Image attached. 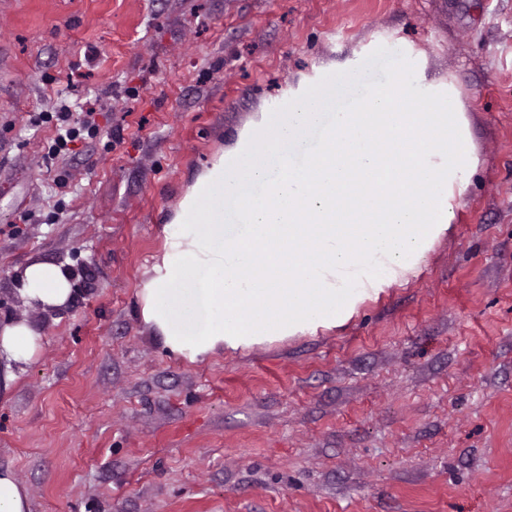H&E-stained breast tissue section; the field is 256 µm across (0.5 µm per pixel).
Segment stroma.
<instances>
[{"label": "stroma", "instance_id": "stroma-1", "mask_svg": "<svg viewBox=\"0 0 512 512\" xmlns=\"http://www.w3.org/2000/svg\"><path fill=\"white\" fill-rule=\"evenodd\" d=\"M456 90L453 219L331 328L168 354L140 293L197 175L301 85ZM81 128L55 159L43 113ZM90 270L44 310L31 262ZM0 466L31 512H512V0H0ZM39 338L34 327L26 321L7 323L0 332V354L23 370V366L30 363L36 352Z\"/></svg>", "mask_w": 512, "mask_h": 512}]
</instances>
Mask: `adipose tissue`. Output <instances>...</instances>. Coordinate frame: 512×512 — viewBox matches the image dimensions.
I'll use <instances>...</instances> for the list:
<instances>
[{
	"mask_svg": "<svg viewBox=\"0 0 512 512\" xmlns=\"http://www.w3.org/2000/svg\"><path fill=\"white\" fill-rule=\"evenodd\" d=\"M404 63L402 51L387 48L378 58L381 73L362 96H352L355 79L344 75L319 108L289 101V129L309 125L314 135L308 157L296 140L277 146L287 171L256 166L236 147L229 160L244 167L242 177L228 180L220 160L197 176L164 227V251L141 292V316L168 352L197 362L226 347L333 324L362 287L390 278L385 247L423 243L450 220L454 191L472 168L457 95H426L405 82ZM417 101L422 111H413ZM352 132L364 135L367 153H352L344 140ZM285 185L295 189L292 210L320 209L324 221L269 223ZM206 194L225 205L218 222L186 223L184 209ZM237 203L250 207L253 222L232 223L229 207ZM276 268L301 270L302 287H280ZM228 269L239 275L232 287L224 282ZM71 279L65 266L35 261L22 273L20 295L33 306L62 308L72 298ZM38 340L25 321L2 325L0 356L25 366Z\"/></svg>",
	"mask_w": 512,
	"mask_h": 512,
	"instance_id": "obj_1",
	"label": "adipose tissue"
}]
</instances>
